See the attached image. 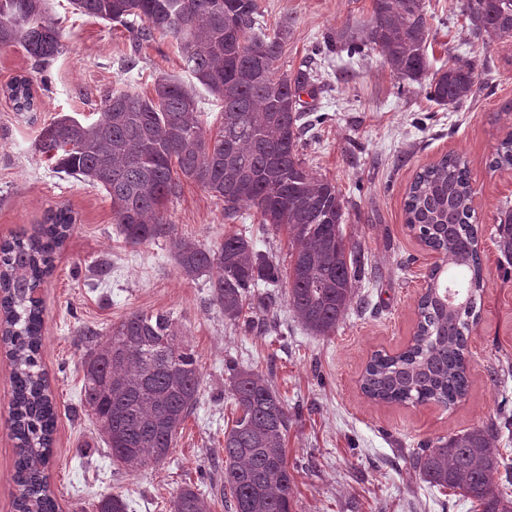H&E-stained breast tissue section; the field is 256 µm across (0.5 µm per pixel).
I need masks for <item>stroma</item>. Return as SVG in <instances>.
<instances>
[{
	"label": "stroma",
	"mask_w": 512,
	"mask_h": 512,
	"mask_svg": "<svg viewBox=\"0 0 512 512\" xmlns=\"http://www.w3.org/2000/svg\"><path fill=\"white\" fill-rule=\"evenodd\" d=\"M49 3L65 51L47 73L20 48L0 49V240L33 234L58 206L76 217L40 291V365L57 413L48 474L59 512H91L112 494L126 498L130 512H170L181 488L209 492L224 476L232 365L263 373L288 407L293 512H480L470 500L429 487L407 454L423 441L512 415V260L495 243L500 208L512 203V169L489 166L497 144L512 133V39L482 45L461 0H425L430 70L467 62L482 82L474 100L448 109L430 101L424 85L398 79L378 53L352 61L343 52L319 51L327 34L367 20L371 0H257L263 25H290L279 71L308 62L322 80L311 106L325 120L308 133L303 158L340 190L345 240L359 243L364 256L352 308L335 333L312 334L282 297L275 328L261 333L225 320L207 276L180 270L172 238L127 243L105 191L60 172L36 151L41 127L54 117L92 119L108 92L148 93L158 77L185 76L172 37L138 43L125 26L74 13L69 0ZM18 75L32 80L37 111H15L2 95ZM447 154L470 171L484 278L466 352L468 391L449 407L375 402L361 389L364 368L374 352L394 354L411 340L425 284L429 252L405 222L406 191L417 172ZM165 219L172 237L214 248L240 231L280 269L291 262L286 236L273 234L256 209L225 219L223 200L194 182L183 181ZM134 312L170 316L178 340L198 357L201 387L168 456L129 473L113 464L83 407L81 379L85 330L108 333ZM11 376L1 350L0 512H15L17 493Z\"/></svg>",
	"instance_id": "stroma-1"
}]
</instances>
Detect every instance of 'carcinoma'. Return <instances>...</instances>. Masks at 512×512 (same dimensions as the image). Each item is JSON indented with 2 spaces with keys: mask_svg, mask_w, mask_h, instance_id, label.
<instances>
[{
  "mask_svg": "<svg viewBox=\"0 0 512 512\" xmlns=\"http://www.w3.org/2000/svg\"><path fill=\"white\" fill-rule=\"evenodd\" d=\"M70 3L80 14L105 22L122 15V24L138 40L173 37L185 71L221 102L222 121L216 130H206L193 87L161 76L148 95H106L99 117L77 129L52 120L40 129L38 152L57 169L102 188L112 203L113 223L132 245L172 236L164 208L179 192L182 177L224 200L228 219L245 206L255 208L263 223L289 238L288 275L237 232L224 236L215 250L173 239L180 268L191 278L209 277L213 301L230 322H238L249 308L261 313V327L271 329L275 297L256 300L252 289L284 280L288 304L301 324L319 336L334 333L352 306L361 254L345 243L339 189L312 175L299 157L307 110L294 101L303 92L316 96L321 87L307 70L278 73L275 63L288 38V23L265 33L255 0ZM462 14L474 39L484 45L512 38V0H466ZM430 30L423 0H372L370 18L336 32L328 45L350 60L376 51L396 77L419 82L428 70ZM16 46L42 71L62 54L46 0H0V49ZM478 86L474 66L454 61L433 74L428 95L439 106L457 108L474 98ZM4 94L15 111H37L30 78L16 77ZM508 167L512 133L498 143L493 158V168ZM472 196L466 164L451 155L410 184L406 223L444 255L447 267L430 274L405 350L371 356L361 387L373 400L448 407L467 392L465 352L483 288ZM75 221L69 208L58 207L36 233L0 242V343L13 366L18 512H57L47 474L55 412L38 359L43 315L38 291ZM496 245L512 257L511 208L500 211ZM448 276L461 283V307L448 304L443 288ZM200 385L193 349L177 341L172 320L163 313L130 314L83 361L82 402L94 415L112 460L130 472L169 454L197 404ZM230 387L238 416L224 431V483L217 493L230 512H291L288 408L258 373L235 370ZM493 435V426L482 425L423 442L410 452V464L429 486L451 489L481 512H512L507 494L512 469L490 446ZM92 507L93 512H128L130 505L112 495ZM210 507L189 487L172 501V512H210Z\"/></svg>",
  "mask_w": 512,
  "mask_h": 512,
  "instance_id": "cac0c4a2",
  "label": "carcinoma"
}]
</instances>
